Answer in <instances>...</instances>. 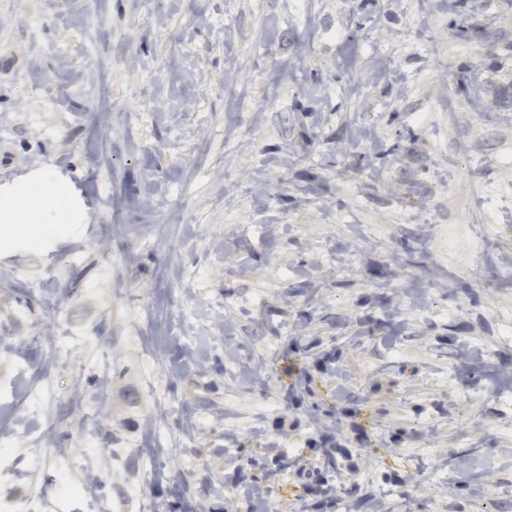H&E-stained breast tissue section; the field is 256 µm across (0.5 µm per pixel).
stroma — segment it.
Returning a JSON list of instances; mask_svg holds the SVG:
<instances>
[{
  "label": "stroma",
  "instance_id": "35a3bbf8",
  "mask_svg": "<svg viewBox=\"0 0 512 512\" xmlns=\"http://www.w3.org/2000/svg\"><path fill=\"white\" fill-rule=\"evenodd\" d=\"M38 173L72 218L0 245L5 494L121 448L108 505L309 512L330 455L512 512V0H0V199ZM75 465H77L76 455L60 448L54 454L45 456L42 460V466L48 476H51L50 473L58 475L62 472L71 471Z\"/></svg>",
  "mask_w": 512,
  "mask_h": 512
}]
</instances>
